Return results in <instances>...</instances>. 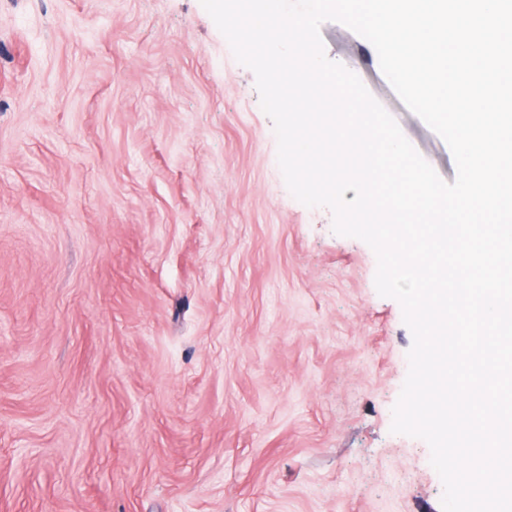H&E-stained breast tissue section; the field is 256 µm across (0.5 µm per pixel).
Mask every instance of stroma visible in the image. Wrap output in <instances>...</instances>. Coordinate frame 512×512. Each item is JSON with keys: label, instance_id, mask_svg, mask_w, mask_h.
<instances>
[{"label": "stroma", "instance_id": "35a3bbf8", "mask_svg": "<svg viewBox=\"0 0 512 512\" xmlns=\"http://www.w3.org/2000/svg\"><path fill=\"white\" fill-rule=\"evenodd\" d=\"M320 35L453 182L373 45ZM376 271L200 0H0V512H443Z\"/></svg>", "mask_w": 512, "mask_h": 512}]
</instances>
